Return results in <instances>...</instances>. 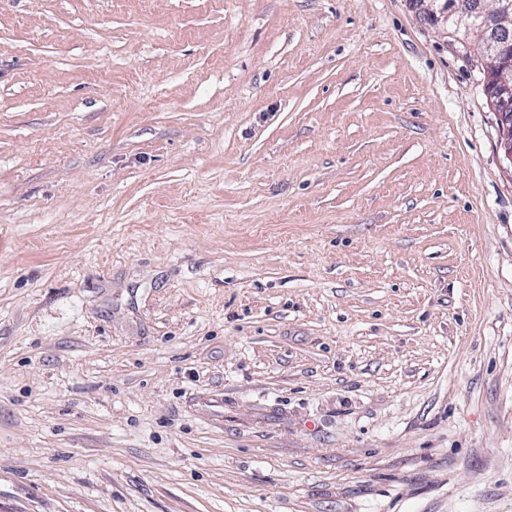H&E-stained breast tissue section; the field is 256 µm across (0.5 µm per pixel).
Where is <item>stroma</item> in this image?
<instances>
[{"label":"stroma","instance_id":"stroma-1","mask_svg":"<svg viewBox=\"0 0 512 512\" xmlns=\"http://www.w3.org/2000/svg\"><path fill=\"white\" fill-rule=\"evenodd\" d=\"M413 0H0V512H512V172Z\"/></svg>","mask_w":512,"mask_h":512}]
</instances>
